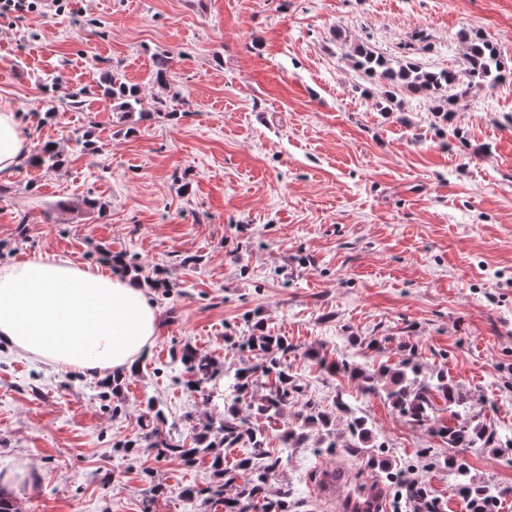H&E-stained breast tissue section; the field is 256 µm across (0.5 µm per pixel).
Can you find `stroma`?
Listing matches in <instances>:
<instances>
[{
	"instance_id": "obj_1",
	"label": "stroma",
	"mask_w": 512,
	"mask_h": 512,
	"mask_svg": "<svg viewBox=\"0 0 512 512\" xmlns=\"http://www.w3.org/2000/svg\"><path fill=\"white\" fill-rule=\"evenodd\" d=\"M468 28L512 70V0H70L0 18V104L33 146L67 156L0 177V264L48 253L107 274L111 251L169 284L151 291L159 331L120 393L0 346V460L32 467L11 492L20 512H222L183 495L214 484L209 458L188 466L136 442L154 407L178 440L220 425L222 403L169 362L189 345L237 365L258 323L293 345L302 387L283 418L258 422L281 459L270 490H288L292 512H342L318 496L319 472L367 479L379 458L414 467L444 512H469L424 448L512 487V81L472 90L444 119L410 93L387 112L383 87L342 57L359 43L456 69ZM112 73L144 101L166 97L170 113L114 111L100 92ZM83 135L95 155L74 153ZM411 349L470 396L497 448L443 447L317 363L369 368ZM340 393L385 450L348 452L341 421L338 447L313 430L282 448L302 402L331 412Z\"/></svg>"
}]
</instances>
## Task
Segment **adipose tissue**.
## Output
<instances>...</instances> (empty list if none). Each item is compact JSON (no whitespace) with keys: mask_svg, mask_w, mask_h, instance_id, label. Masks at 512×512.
<instances>
[{"mask_svg":"<svg viewBox=\"0 0 512 512\" xmlns=\"http://www.w3.org/2000/svg\"><path fill=\"white\" fill-rule=\"evenodd\" d=\"M19 116L0 105V176L30 158ZM158 329L142 283L40 254L0 267V345L59 370L105 378L135 367Z\"/></svg>","mask_w":512,"mask_h":512,"instance_id":"adipose-tissue-1","label":"adipose tissue"}]
</instances>
